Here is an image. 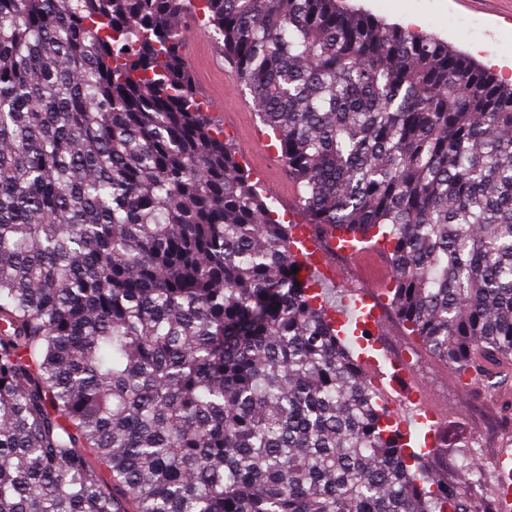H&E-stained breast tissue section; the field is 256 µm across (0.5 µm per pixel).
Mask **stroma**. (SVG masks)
Instances as JSON below:
<instances>
[{
    "label": "stroma",
    "mask_w": 512,
    "mask_h": 512,
    "mask_svg": "<svg viewBox=\"0 0 512 512\" xmlns=\"http://www.w3.org/2000/svg\"><path fill=\"white\" fill-rule=\"evenodd\" d=\"M388 23L409 25L410 29L437 36L453 48L474 56L479 62L496 57L501 66L494 72L499 79L512 83V0H346ZM195 84H207L223 95L224 109L233 120L225 124L224 134L249 171L264 169L267 181L279 196L289 197V204H278V211H291L299 223L307 216L297 199L296 183L283 162L273 159L267 141L255 139L262 122L249 91L237 84L229 70L207 68L204 59L190 66ZM342 278L323 285L329 304L340 301L348 285L376 290L391 276V266L382 253H374L365 270L353 280L345 274L351 264L339 259ZM411 373L421 383L429 403L445 412L438 431L436 452L425 457L428 471L436 478L452 482L459 473L460 453L476 434H484V453L480 456L485 484L470 501L471 512H492L494 475L497 458L503 449L512 450V393L491 384L470 390L458 385L454 375L422 348L414 350Z\"/></svg>",
    "instance_id": "35a3bbf8"
}]
</instances>
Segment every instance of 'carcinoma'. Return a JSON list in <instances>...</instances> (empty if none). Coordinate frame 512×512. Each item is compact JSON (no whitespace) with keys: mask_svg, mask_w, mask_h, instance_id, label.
Instances as JSON below:
<instances>
[{"mask_svg":"<svg viewBox=\"0 0 512 512\" xmlns=\"http://www.w3.org/2000/svg\"><path fill=\"white\" fill-rule=\"evenodd\" d=\"M193 13L414 343L512 377V85L338 0H0V512H467L205 116Z\"/></svg>","mask_w":512,"mask_h":512,"instance_id":"1","label":"carcinoma"}]
</instances>
